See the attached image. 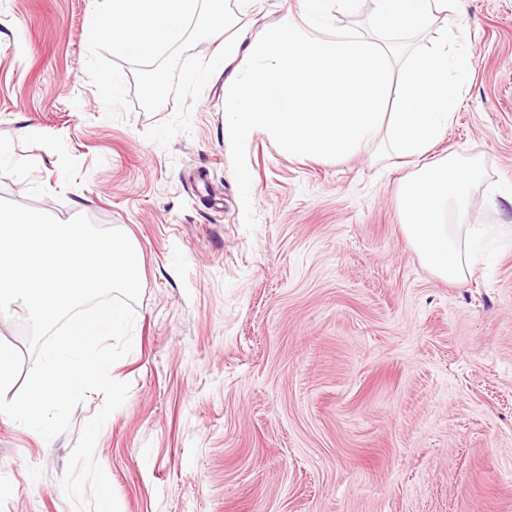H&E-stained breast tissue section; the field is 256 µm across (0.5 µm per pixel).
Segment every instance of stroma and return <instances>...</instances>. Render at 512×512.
<instances>
[{"label":"stroma","instance_id":"stroma-1","mask_svg":"<svg viewBox=\"0 0 512 512\" xmlns=\"http://www.w3.org/2000/svg\"><path fill=\"white\" fill-rule=\"evenodd\" d=\"M95 0H0V198L123 227L143 250L129 383L94 457L120 512H512V240L466 282L404 237L408 167L246 144V230L224 129L229 71L175 112L107 117L87 70ZM300 0H254L257 31ZM469 79L431 156L480 158L471 224L512 225V0H459ZM91 392L43 444L0 415V512H74L61 479Z\"/></svg>","mask_w":512,"mask_h":512}]
</instances>
